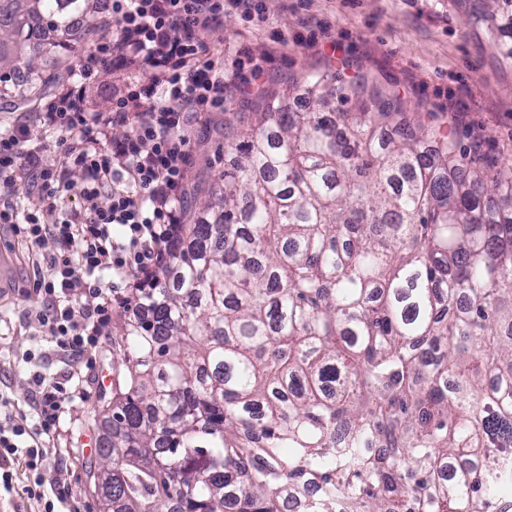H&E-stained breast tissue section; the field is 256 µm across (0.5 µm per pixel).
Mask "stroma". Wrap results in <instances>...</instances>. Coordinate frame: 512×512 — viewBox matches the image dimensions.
Instances as JSON below:
<instances>
[{"label":"stroma","instance_id":"stroma-1","mask_svg":"<svg viewBox=\"0 0 512 512\" xmlns=\"http://www.w3.org/2000/svg\"><path fill=\"white\" fill-rule=\"evenodd\" d=\"M263 16L225 12L210 32L212 46L222 50L226 86L224 108L208 113L192 132L191 187L183 200V216L197 217L202 194L195 188L214 182L232 155L235 134L225 120L252 111L254 92L241 82L261 69L273 84L306 71L340 70L344 77L363 74L400 93L408 109L403 120L443 126L461 147L479 145L483 154L501 165H512V58L502 49L503 32L512 26V0H265ZM23 57L34 59L48 86L34 101L20 97L15 82L0 84V133L27 127L30 144L42 165L60 163L59 135L47 130L41 114L59 91L66 72L58 61L63 49L24 44ZM14 253L12 278L0 288V393L27 408L34 373L56 377L65 366L41 341V329L28 291L40 254L58 252L55 239L45 238L38 250L28 249L9 226L0 227V249ZM131 290L120 287L112 319L103 330L91 367L82 369L79 386L84 399L67 404L57 432L66 454H49L45 461L48 486L68 488L67 506L79 512H99L93 491L86 487V465L96 459L108 424L100 415L109 399L118 359L120 326ZM36 351L28 359V351ZM11 491L0 493V512H44L25 488L29 472L22 457L6 465Z\"/></svg>","mask_w":512,"mask_h":512}]
</instances>
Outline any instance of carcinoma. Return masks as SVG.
<instances>
[{
    "mask_svg": "<svg viewBox=\"0 0 512 512\" xmlns=\"http://www.w3.org/2000/svg\"><path fill=\"white\" fill-rule=\"evenodd\" d=\"M107 28L93 0H0L22 35ZM301 96L302 112L287 101ZM237 118L192 224L132 289L123 377L89 465L104 512H486L512 487V167L422 124L366 76L307 72Z\"/></svg>",
    "mask_w": 512,
    "mask_h": 512,
    "instance_id": "obj_1",
    "label": "carcinoma"
}]
</instances>
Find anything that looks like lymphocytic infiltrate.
Wrapping results in <instances>:
<instances>
[{
    "label": "lymphocytic infiltrate",
    "mask_w": 512,
    "mask_h": 512,
    "mask_svg": "<svg viewBox=\"0 0 512 512\" xmlns=\"http://www.w3.org/2000/svg\"><path fill=\"white\" fill-rule=\"evenodd\" d=\"M228 9L260 15L265 6L264 0H112V39L94 45L79 64L80 83L64 85L43 115L45 127L62 134L60 165L39 166L27 128L0 135V188L30 185L41 198L40 207L22 217L1 207L0 224L26 243L51 236L62 246L60 253L43 256L45 273L33 292L41 298L35 318L64 363H76L96 347L111 320L112 295L95 283L97 272L147 279L163 261L181 221L192 159L185 128L193 114L224 105V70L208 59L204 36ZM115 66L126 70L125 85L108 111H91L85 81ZM141 99L150 108L129 111V102ZM117 126L127 127V134L110 138ZM71 168L82 173L79 186L66 180ZM71 191L81 198V209L59 213L60 197ZM63 296L70 305L59 306ZM32 384V413L0 396V460L23 454L32 477L27 492L40 498L41 467L67 390L64 382L38 373Z\"/></svg>",
    "instance_id": "obj_1"
}]
</instances>
